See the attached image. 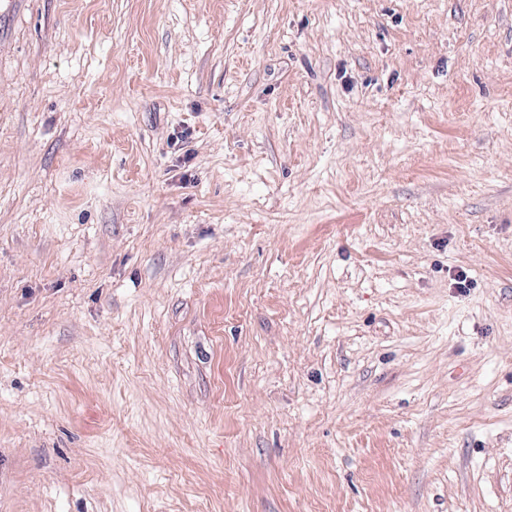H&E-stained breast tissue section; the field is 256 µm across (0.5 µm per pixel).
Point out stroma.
<instances>
[{"label":"stroma","mask_w":512,"mask_h":512,"mask_svg":"<svg viewBox=\"0 0 512 512\" xmlns=\"http://www.w3.org/2000/svg\"><path fill=\"white\" fill-rule=\"evenodd\" d=\"M0 512H512V0H23Z\"/></svg>","instance_id":"35a3bbf8"}]
</instances>
